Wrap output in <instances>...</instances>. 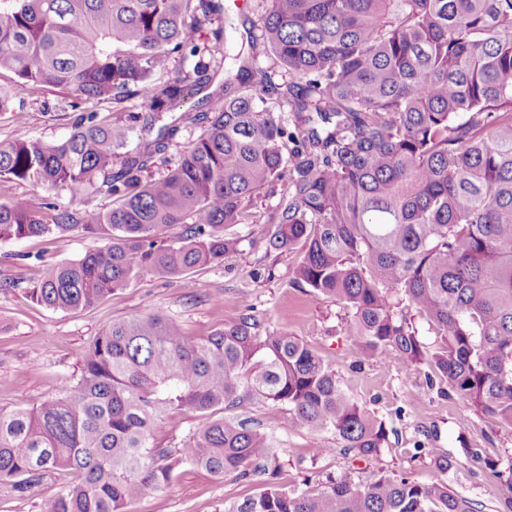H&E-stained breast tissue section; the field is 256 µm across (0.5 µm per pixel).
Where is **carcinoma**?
<instances>
[{
	"label": "carcinoma",
	"instance_id": "carcinoma-1",
	"mask_svg": "<svg viewBox=\"0 0 512 512\" xmlns=\"http://www.w3.org/2000/svg\"><path fill=\"white\" fill-rule=\"evenodd\" d=\"M250 21L268 68L222 27L198 34L221 0H0V111L35 85L78 100H142L130 123L90 112L66 139L0 141V178L73 200L112 198L98 211L45 196L0 203V239L79 229L106 243L50 263L26 295L55 311L93 306L139 270L189 282L197 266L238 250L233 224L262 193L279 194L268 247L302 244L292 284L354 310L364 359L424 364L470 406L512 430V0H270ZM192 71L169 72L175 56ZM233 78L178 145L164 113ZM288 115H283V107ZM184 233L174 239L173 226ZM407 301L435 329L422 343L396 308ZM246 308L211 335H184L156 312L105 327L80 353L81 376L37 409L0 411V481L24 491L45 472L78 481L40 512H125L170 487L190 464L270 486L224 512H481L446 484L378 474L363 486L328 479L316 494L273 484L274 437L247 420L210 415L255 399L276 419L332 430L357 456H377L387 430L336 372L280 328L260 334ZM209 417L180 448L156 442L172 411Z\"/></svg>",
	"mask_w": 512,
	"mask_h": 512
}]
</instances>
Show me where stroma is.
<instances>
[{"label":"stroma","mask_w":512,"mask_h":512,"mask_svg":"<svg viewBox=\"0 0 512 512\" xmlns=\"http://www.w3.org/2000/svg\"><path fill=\"white\" fill-rule=\"evenodd\" d=\"M64 90L38 85L10 111L0 112V141L67 137L79 115L89 112L109 120H126L140 111L141 99L79 101L67 105ZM238 253L192 270L195 287L181 279L143 271L92 307L54 311L32 302L26 290L39 277L42 262H67L101 246L102 238L80 231L0 240V410L33 409L54 397L64 381L77 379L79 350L112 322L158 311L171 315L185 335L211 334L233 321L242 309L255 307L261 330L279 327L306 342L336 372L345 391L388 431L377 457L365 460L343 448L333 431L313 433L282 414L272 433L282 450L278 485L313 494L327 478L345 477L361 485L373 473L406 475L423 485L448 484L454 492L481 503L484 512H507L512 494V431L491 416L474 411L456 397L440 395L428 383V368L400 369L379 359L360 358L351 336L353 313L331 298L315 297L291 281L303 248L268 249L263 223L236 224ZM494 459L496 472L487 470ZM73 474L50 472L26 491L0 481V512H40L43 497L72 482ZM263 477L244 482L219 478L184 465L164 492H148L129 503L126 512H223L224 504L260 492Z\"/></svg>","instance_id":"obj_1"}]
</instances>
